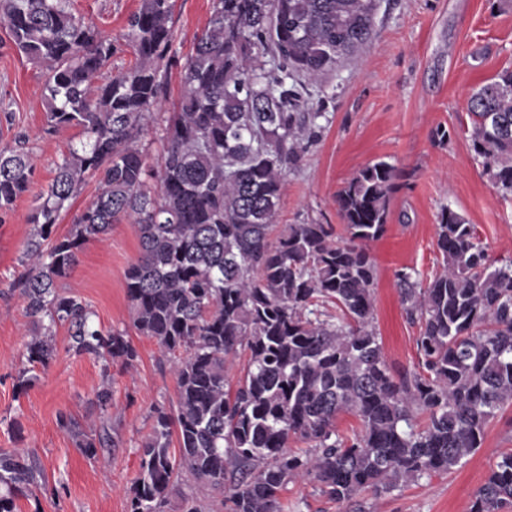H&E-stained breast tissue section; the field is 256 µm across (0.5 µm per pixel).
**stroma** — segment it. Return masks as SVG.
Wrapping results in <instances>:
<instances>
[{
  "label": "stroma",
  "mask_w": 512,
  "mask_h": 512,
  "mask_svg": "<svg viewBox=\"0 0 512 512\" xmlns=\"http://www.w3.org/2000/svg\"><path fill=\"white\" fill-rule=\"evenodd\" d=\"M140 4L70 0L75 15L112 36L124 32ZM211 11L212 0H174L173 49L180 62L191 55ZM506 68L512 69V0H378L368 50L342 59L311 90L308 109L321 113L322 130L288 172L277 221L330 224L344 235L335 204L343 183L379 159L403 171L387 229L367 245L376 269L373 325L393 370L413 369L419 360V327L406 317L396 275L412 269L426 282L440 271L436 224L443 208L474 225L492 259H512V196L496 187L475 154L469 111L474 90ZM167 82L168 99L139 142L151 167L163 153V129L181 97L178 66L169 69ZM43 84L41 69L0 30V148L25 135L35 166L28 192L0 212V448L29 449L48 478L45 487L17 499V512H127L151 412L173 410L176 402L167 354L132 325L125 271L140 253L136 224L119 221L106 237L87 241L58 283L60 291L88 304L101 327L124 334L136 351L132 367L112 366L111 377H104L100 359L68 352V329L59 324L53 328L54 360L37 369L33 382L19 384L30 326L16 283L34 232L31 215L57 165L81 138L77 127L47 134ZM439 127L448 132L442 144L433 138ZM107 383L114 405L106 422L95 394ZM62 412L75 419L78 432L59 427ZM104 423L115 446L87 458L77 447L80 436ZM510 450L512 406L489 423L481 449L460 467L378 499L362 493L358 502L364 512H468L498 456ZM281 506L283 512L349 510L306 482L289 485Z\"/></svg>",
  "instance_id": "35a3bbf8"
}]
</instances>
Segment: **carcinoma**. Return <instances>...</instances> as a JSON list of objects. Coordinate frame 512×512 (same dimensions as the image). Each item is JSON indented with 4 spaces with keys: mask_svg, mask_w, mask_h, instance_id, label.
Here are the masks:
<instances>
[{
    "mask_svg": "<svg viewBox=\"0 0 512 512\" xmlns=\"http://www.w3.org/2000/svg\"><path fill=\"white\" fill-rule=\"evenodd\" d=\"M376 2L213 0L150 168L138 140L167 98L173 0H141L118 39L72 14L69 0H0V28L44 70L49 128L76 126L83 136L39 197L38 229L23 252L29 365L53 359L57 323L68 325V350L102 359L106 375L134 360L124 334L102 329L56 282L115 221L138 225L140 255L126 272L132 324L170 355L177 399L171 413L153 410L129 512H165L183 474L210 512H280L296 481L338 503L390 494L460 466L512 406V261L492 262L462 215L448 207L439 215V274L426 284L414 271L397 275L419 326L418 367L397 373L372 326L366 250L386 231L397 169L377 160L345 181L336 194L344 238L329 224L276 228L288 170L322 129L324 113L303 111L310 89L369 46ZM122 45L135 63L94 85ZM469 111L473 150L511 195L512 70L481 85ZM34 174L23 138L0 149V211ZM89 176L100 193L69 234L51 239ZM95 398L108 417L112 385ZM340 414L359 427L340 432ZM293 438L306 448L290 449ZM108 441L106 432L84 434L79 448L94 459ZM43 481L33 455L0 448V512H16V500ZM469 512H512V451Z\"/></svg>",
    "mask_w": 512,
    "mask_h": 512,
    "instance_id": "carcinoma-1",
    "label": "carcinoma"
}]
</instances>
